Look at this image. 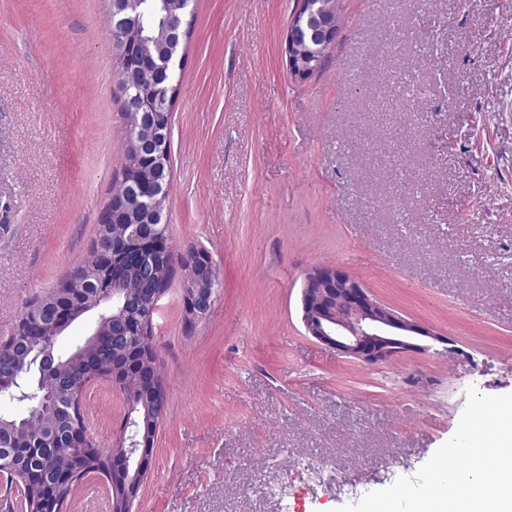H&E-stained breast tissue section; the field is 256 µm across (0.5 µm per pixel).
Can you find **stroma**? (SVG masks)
Returning a JSON list of instances; mask_svg holds the SVG:
<instances>
[{"mask_svg":"<svg viewBox=\"0 0 512 512\" xmlns=\"http://www.w3.org/2000/svg\"><path fill=\"white\" fill-rule=\"evenodd\" d=\"M305 80L296 0H194L171 110L174 256L218 277L154 319L167 396L133 512H335L414 476L466 390L512 393V0H336ZM108 0H0V343L88 256L126 144ZM337 266L443 337L368 366L307 336L300 289ZM83 405L116 443L119 390ZM64 512H110L107 485ZM332 2V0H297V8L285 38L288 68L295 79L305 80L312 76L321 67L327 47L336 38L337 28ZM304 22L313 24L312 37L319 45L317 54L297 37V31ZM312 57L315 59L312 60ZM186 275L183 280L182 300L185 316L193 321L205 315L213 303L215 269L205 252H187L182 258Z\"/></svg>","mask_w":512,"mask_h":512,"instance_id":"stroma-1","label":"stroma"}]
</instances>
